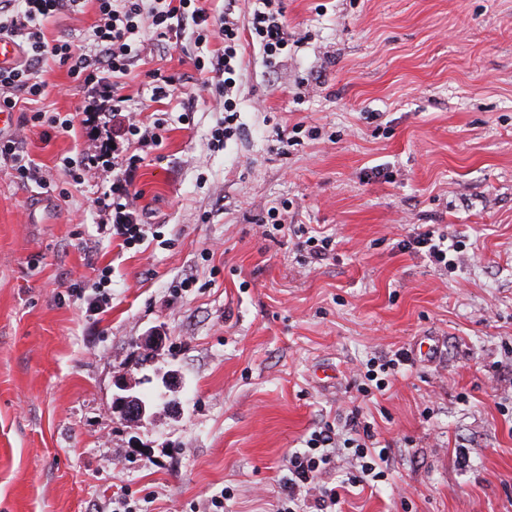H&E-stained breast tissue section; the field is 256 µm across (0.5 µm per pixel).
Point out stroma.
Here are the masks:
<instances>
[{
	"label": "stroma",
	"mask_w": 512,
	"mask_h": 512,
	"mask_svg": "<svg viewBox=\"0 0 512 512\" xmlns=\"http://www.w3.org/2000/svg\"><path fill=\"white\" fill-rule=\"evenodd\" d=\"M282 7L288 51L272 73L245 48L223 145L191 80L189 108L143 101L149 71L194 75L191 26L146 40L124 92L167 124L132 185L143 243L97 203L111 169L63 199L0 161V512H111L127 492L203 512L226 489L224 512H277L289 454L355 409L393 451L342 512H512V0ZM96 18L87 0L44 31L87 47ZM39 77L54 90L38 109L89 104L65 68ZM117 131L30 127L24 149L59 183L89 135L133 153ZM284 202L287 223L333 235L327 260L262 229ZM427 230L463 241L454 268L401 249ZM97 281L110 302L93 314ZM420 339L428 356L358 398L357 367ZM120 375L158 399L152 418L116 412Z\"/></svg>",
	"instance_id": "1"
}]
</instances>
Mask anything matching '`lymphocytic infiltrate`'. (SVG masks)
<instances>
[{
  "mask_svg": "<svg viewBox=\"0 0 512 512\" xmlns=\"http://www.w3.org/2000/svg\"><path fill=\"white\" fill-rule=\"evenodd\" d=\"M82 0H0V34L25 39L27 58L12 68H0V111L9 112L32 105L24 117L23 129L8 139H0V160L9 162L17 182L24 186L50 188L51 182L42 167L25 155L23 143L26 126H45L67 133L74 127V114L46 113L34 104L48 94V85L37 72L43 65L54 63L64 67L70 78L78 81L94 96L110 103L113 111L127 115L124 135L127 141L142 147L159 146L162 122L144 125L129 114V99L123 93L124 79L139 55L145 38L168 41L177 37L184 20L195 27V42L205 46L216 41L223 44L220 56L195 55L193 65L207 74L201 88L212 93L224 111V122L212 133L216 142L230 140L238 130L239 109L233 90L240 78L242 50L245 44L257 46L268 69H276L288 50V24L280 0H252L247 28H240L235 16L236 0H224V15L212 18L199 0H94L97 21L93 27V52H84L66 38L47 39L41 25L54 15L75 11ZM142 162L132 154L115 161L107 145L86 144L80 160L67 161L64 169L72 181H80L88 165L111 166L112 209L114 229L127 245L144 240L147 229L137 220L138 193L130 186ZM408 356L397 351L381 359H369L356 380L359 395L367 397L383 392L390 376L396 375ZM348 450L355 474L351 485L381 482L386 473L381 462L390 453L389 446L379 444L368 423L359 412H352L344 423H319L310 433L305 448L292 452L288 459V478L284 484L281 506L277 512H299L304 503H312L316 512H337L341 494L321 482L320 477L332 459L334 450Z\"/></svg>",
  "mask_w": 512,
  "mask_h": 512,
  "instance_id": "1",
  "label": "lymphocytic infiltrate"
}]
</instances>
